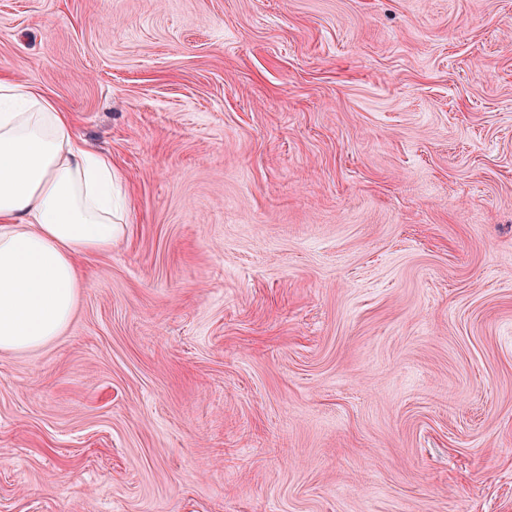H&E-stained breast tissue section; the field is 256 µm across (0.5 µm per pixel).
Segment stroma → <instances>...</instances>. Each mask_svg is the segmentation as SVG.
<instances>
[{"label":"stroma","instance_id":"35a3bbf8","mask_svg":"<svg viewBox=\"0 0 512 512\" xmlns=\"http://www.w3.org/2000/svg\"><path fill=\"white\" fill-rule=\"evenodd\" d=\"M0 76L126 198L0 512H512V0H0Z\"/></svg>","mask_w":512,"mask_h":512}]
</instances>
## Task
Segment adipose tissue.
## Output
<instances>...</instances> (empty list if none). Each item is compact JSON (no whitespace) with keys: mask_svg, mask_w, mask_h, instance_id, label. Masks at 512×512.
<instances>
[{"mask_svg":"<svg viewBox=\"0 0 512 512\" xmlns=\"http://www.w3.org/2000/svg\"><path fill=\"white\" fill-rule=\"evenodd\" d=\"M117 179L66 112L0 79V350L33 349L67 328L85 286L77 257L110 251L123 231Z\"/></svg>","mask_w":512,"mask_h":512,"instance_id":"ef3b65f1","label":"adipose tissue"}]
</instances>
